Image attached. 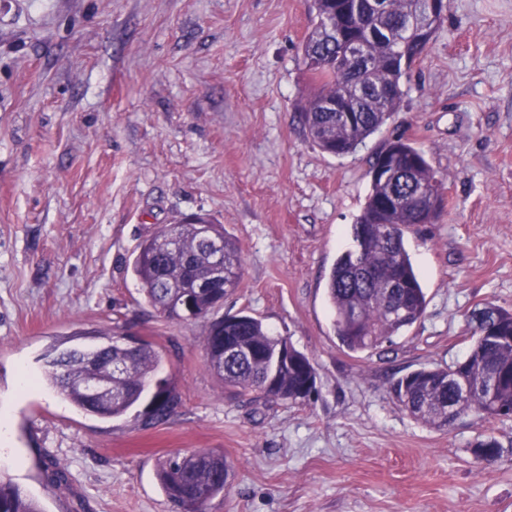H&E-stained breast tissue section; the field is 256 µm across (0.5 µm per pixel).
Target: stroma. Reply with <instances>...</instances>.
<instances>
[{"instance_id": "obj_1", "label": "stroma", "mask_w": 512, "mask_h": 512, "mask_svg": "<svg viewBox=\"0 0 512 512\" xmlns=\"http://www.w3.org/2000/svg\"><path fill=\"white\" fill-rule=\"evenodd\" d=\"M312 0H0V463L44 512H175L156 478L173 451L224 452L235 469L206 512H512V418L446 430L411 417L392 382L467 357L470 313L512 310V0H446L444 26L403 80L393 118L356 152L307 139L302 43ZM444 182L436 223L405 234L423 318L351 353L326 284L353 245L371 161L394 136ZM204 214L244 258L221 315L260 319L316 370L297 401L225 392L202 326L144 300L139 244ZM153 341L180 396L101 419L45 384L51 346ZM495 438L492 464L476 444ZM68 480L55 485L50 466Z\"/></svg>"}]
</instances>
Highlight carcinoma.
<instances>
[{"instance_id":"carcinoma-1","label":"carcinoma","mask_w":512,"mask_h":512,"mask_svg":"<svg viewBox=\"0 0 512 512\" xmlns=\"http://www.w3.org/2000/svg\"><path fill=\"white\" fill-rule=\"evenodd\" d=\"M371 12L372 33L345 23L351 0H314L316 12L302 51L313 92L299 106L309 139L322 151L346 155L377 132L397 112L404 91L402 78L428 51L407 23L425 11L426 0H376ZM359 39L364 56L349 62L339 57L341 42ZM390 94L381 99L378 88ZM340 98L350 107L328 112L322 104ZM387 159L391 175L384 179L369 169L370 189L352 225L354 249L336 260L328 280L336 337L346 350L358 353L381 346L389 337L419 321L426 295L404 244L405 230L434 224L441 213L443 182L424 154L401 137L386 143L375 160ZM190 224H166L145 239L133 261L146 301L168 319L179 317L182 298L195 299L194 319L203 323L208 369L224 388L254 392L261 398L296 401L304 376L314 366L299 352V360L281 366L274 386H266L273 357L287 339L269 334L263 323L240 313L226 320L214 317L224 295L238 287L242 251L223 225L202 216ZM211 284L195 291L198 281ZM473 344L458 371L468 381L467 406L485 419L512 413V311L490 306L489 314L474 317ZM115 360L127 364L126 374L114 378ZM162 354L148 340L134 351L118 340L94 349H63L46 361L43 380L82 411L101 418L126 414L152 390L166 392L167 404L148 416L150 425L168 417L179 405L174 386L157 377ZM112 384L107 398H93L82 386L89 365ZM391 393L415 419L449 428L448 369L421 368L396 379ZM234 467L213 449L176 452L158 464L157 477L178 512H205V506L228 488ZM0 512H42L39 503L15 483L0 477Z\"/></svg>"}]
</instances>
